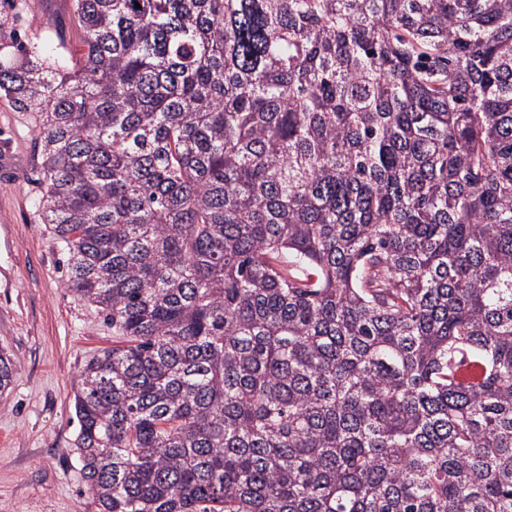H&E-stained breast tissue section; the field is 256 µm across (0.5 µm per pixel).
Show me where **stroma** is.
Wrapping results in <instances>:
<instances>
[{
  "label": "stroma",
  "mask_w": 512,
  "mask_h": 512,
  "mask_svg": "<svg viewBox=\"0 0 512 512\" xmlns=\"http://www.w3.org/2000/svg\"><path fill=\"white\" fill-rule=\"evenodd\" d=\"M82 37L72 0H5L0 44ZM39 117L0 96V143L19 166L0 173V349L14 362L0 394V512H98L74 450L78 371L111 347L112 327L64 286L66 255L34 205L43 191Z\"/></svg>",
  "instance_id": "1"
}]
</instances>
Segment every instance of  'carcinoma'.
Instances as JSON below:
<instances>
[{
    "label": "carcinoma",
    "mask_w": 512,
    "mask_h": 512,
    "mask_svg": "<svg viewBox=\"0 0 512 512\" xmlns=\"http://www.w3.org/2000/svg\"><path fill=\"white\" fill-rule=\"evenodd\" d=\"M72 5L0 93L99 512H512V0Z\"/></svg>",
    "instance_id": "cac0c4a2"
}]
</instances>
